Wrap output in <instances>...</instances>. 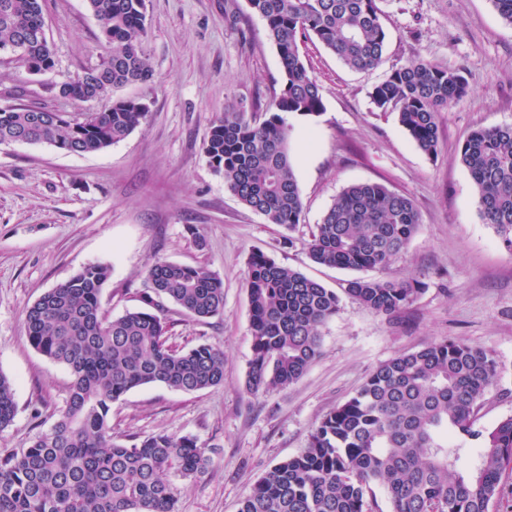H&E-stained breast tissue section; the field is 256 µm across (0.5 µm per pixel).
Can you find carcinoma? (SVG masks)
Wrapping results in <instances>:
<instances>
[{
    "label": "carcinoma",
    "mask_w": 512,
    "mask_h": 512,
    "mask_svg": "<svg viewBox=\"0 0 512 512\" xmlns=\"http://www.w3.org/2000/svg\"><path fill=\"white\" fill-rule=\"evenodd\" d=\"M380 0H248L277 50L283 86L262 121L231 111L216 120L203 152L224 186L268 223H303V202L288 150V117L325 110L322 87L300 53L316 40L346 67H377L388 33ZM107 51L62 98L104 100L72 116L41 107L0 112V145L34 144L101 152L131 134L147 106L115 92L153 79L142 49L145 0H86ZM43 0H0V50H16L27 68L54 62L40 34ZM462 71L427 61L395 67L369 96L425 154L438 153V114L464 97ZM459 162L468 170L479 214L512 251V124L477 128ZM421 216L408 196L377 182L345 187L315 226L310 259L351 271L383 269L417 233ZM103 264L85 267L27 310L31 346L67 368L71 384L53 424L17 452L0 448V512H178L173 480L205 473L206 449L192 435L156 433L130 445L112 431V404L157 384L197 392L224 383V350L168 342L166 303L198 320L224 311V283L205 265L157 260L146 270L144 307L107 318ZM252 357L246 387L257 393L298 382L320 356V327L336 315L335 291L262 253L247 263ZM345 291L371 311L392 314L412 302L409 281L354 278ZM498 366L488 350L440 340L379 365L361 389L326 414L300 454L272 466L239 512H379L372 485L384 487L390 512H489L502 473L512 466V416L486 427L478 408ZM17 411L13 383L0 373V429ZM482 449L469 474L458 468L467 447Z\"/></svg>",
    "instance_id": "carcinoma-1"
}]
</instances>
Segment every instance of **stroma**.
Here are the masks:
<instances>
[{"mask_svg":"<svg viewBox=\"0 0 512 512\" xmlns=\"http://www.w3.org/2000/svg\"><path fill=\"white\" fill-rule=\"evenodd\" d=\"M143 50L154 78L124 88L148 106L124 140L95 154L48 145H0V373L14 385L17 414L0 448H25L50 427L68 395V370L36 351L23 329L44 292L90 264L111 276L101 294L110 317L139 308L145 272L158 260L208 265L224 282V311L198 321L170 307L169 341L224 350V382L185 393L135 388L112 405L124 443L159 432L192 434L207 448L206 474L175 480L180 512H238L272 465L299 454L318 422L344 403L382 363L441 339L482 346L498 372L480 422L512 416V251L478 213L460 146L479 127L512 124V26L491 0H381L389 40L379 66L354 71L318 43L300 51L323 88L324 112L290 117L289 151L304 207L294 230L267 223L224 186L202 150L212 122L237 109L263 118L279 93L280 61L264 21L247 0H146ZM55 66L30 74L0 52V107L39 106L79 114L97 101L57 96L99 64L106 51L85 0H44ZM412 60L460 68L466 96L439 114L437 156L423 153L397 113L369 93ZM378 182L409 196L422 223L380 275L416 282L412 303L392 315L342 296L320 329L321 354L284 389L248 392L252 357L247 261L262 252L326 287L348 271L313 264L311 233L336 195ZM203 245H196L195 236Z\"/></svg>","mask_w":512,"mask_h":512,"instance_id":"1","label":"stroma"}]
</instances>
